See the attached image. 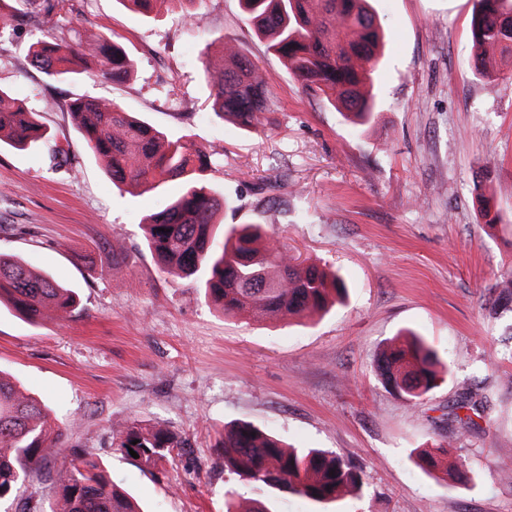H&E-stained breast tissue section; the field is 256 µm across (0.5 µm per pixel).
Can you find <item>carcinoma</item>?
I'll return each instance as SVG.
<instances>
[{
	"mask_svg": "<svg viewBox=\"0 0 512 512\" xmlns=\"http://www.w3.org/2000/svg\"><path fill=\"white\" fill-rule=\"evenodd\" d=\"M143 13L181 8L194 0H122ZM255 34L282 61L307 91L356 125L371 120L377 105L369 88L383 46L382 31L368 0H239ZM471 38L477 54L476 75L497 76V58H512V0H477L471 17ZM32 63L50 80L81 76L123 82L133 64L119 43L98 36L75 42L61 32L30 47ZM203 79L210 88L213 112L239 125L258 128L267 111L265 86L251 63L230 54L217 64L205 62ZM88 150L104 165L112 183L157 189L178 180L182 188L147 224V248L170 274L203 288L207 300L226 316L253 319L306 318L328 310L345 291L336 274L316 262L304 264L283 247L261 244V227L226 225L217 217L230 201L204 185L212 167L209 154L193 143L169 138L116 102L80 96L68 104ZM44 133L38 114L26 102L0 87V143L27 149ZM492 308L512 304V270L503 274ZM8 302L31 322L47 309L68 318L78 309L77 293L35 271L26 263L0 255V302ZM375 370L384 386L418 404L438 386L445 372L435 350L419 334L407 331L380 355ZM459 407L473 416L456 418L459 429L484 418L483 400L464 393ZM48 410L21 393L0 374V502L16 496L29 472L55 452ZM118 448L139 460L156 463L181 447L177 434L161 425L130 423L116 435ZM224 468L241 481L287 492L319 504L336 502L362 488L361 472L342 457L319 448H290L274 434L239 422L221 437ZM72 459L56 469L55 499L42 507L39 492L23 501L18 512H140L138 503L112 483L103 463L75 448ZM422 468L452 483L466 479L461 460L442 444L418 452Z\"/></svg>",
	"mask_w": 512,
	"mask_h": 512,
	"instance_id": "carcinoma-1",
	"label": "carcinoma"
}]
</instances>
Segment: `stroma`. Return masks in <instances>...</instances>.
<instances>
[{
	"mask_svg": "<svg viewBox=\"0 0 512 512\" xmlns=\"http://www.w3.org/2000/svg\"><path fill=\"white\" fill-rule=\"evenodd\" d=\"M385 33L370 124L353 127L305 92L267 53L238 0H196L194 17H151L119 0H28L0 21V86L39 114L35 147H0V253L74 289L79 307L31 322L0 305V372L49 409L59 454L101 460L144 512H224V492L272 512H512V312L486 300L512 269V62L475 75L469 25L476 0H371ZM65 31L120 43L130 80L48 81L30 46ZM244 53L268 90L261 125L217 117L205 57ZM106 96L217 163L209 186L232 205L228 224L263 225L274 243L327 263L348 299L304 319L227 316L190 280L163 272L145 247L148 216L179 192L116 187L68 110ZM68 148L57 164L53 145ZM491 181L484 195L475 184ZM498 211L488 227L483 207ZM422 335L450 368L417 407L375 371L401 331ZM486 397L488 423L462 434L448 413L462 385ZM245 420L296 447L322 448L362 470L355 496L320 505L238 482L217 440ZM159 424L185 445L147 465L118 450L116 430ZM449 444L469 472L445 483L417 449Z\"/></svg>",
	"mask_w": 512,
	"mask_h": 512,
	"instance_id": "1",
	"label": "stroma"
}]
</instances>
